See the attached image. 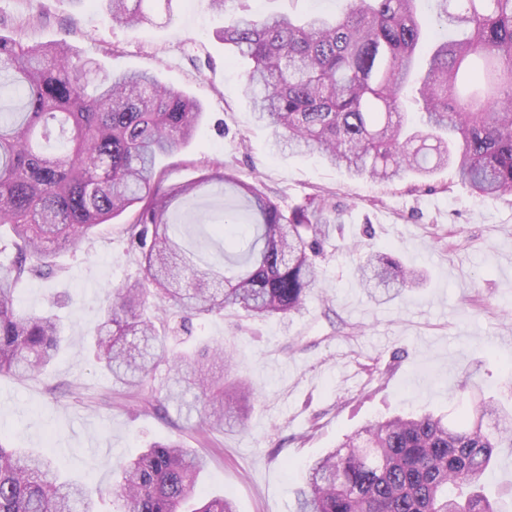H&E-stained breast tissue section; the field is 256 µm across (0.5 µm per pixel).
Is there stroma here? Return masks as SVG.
Listing matches in <instances>:
<instances>
[{"label": "stroma", "instance_id": "stroma-1", "mask_svg": "<svg viewBox=\"0 0 512 512\" xmlns=\"http://www.w3.org/2000/svg\"><path fill=\"white\" fill-rule=\"evenodd\" d=\"M223 24L211 0H173L170 15L134 28L114 24L105 0H0L1 35L29 45L66 39L109 71L152 70L202 104L194 139L162 161L170 181L197 178V161L209 158L259 179L284 208L335 197L340 222L320 270L328 302L311 299L285 318L165 317L174 349L235 350L254 390L242 427L199 432L193 393L155 413L94 359L105 288L139 273L118 224L100 225L80 252L54 256L63 273L17 287L18 308L54 311L65 342L42 376L0 375V435L48 455L64 477L101 484L121 460L176 438L205 456L202 488L231 497L237 512H295L307 464L364 422L450 410L463 381L494 395L512 379V195L484 200L447 169L424 181L351 179L320 154L273 148L242 93L243 64L224 61ZM222 205L245 203L230 189H202L174 211L186 245L209 263L223 255L203 220ZM353 242L391 249L421 285L374 303L353 275Z\"/></svg>", "mask_w": 512, "mask_h": 512}]
</instances>
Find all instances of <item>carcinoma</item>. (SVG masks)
I'll list each match as a JSON object with an SVG mask.
<instances>
[{"mask_svg": "<svg viewBox=\"0 0 512 512\" xmlns=\"http://www.w3.org/2000/svg\"><path fill=\"white\" fill-rule=\"evenodd\" d=\"M112 22L151 24L154 0H107ZM224 13L218 37L249 62L244 77L258 121L297 153L319 152L353 178L394 182L450 166L484 198L512 194V0H433L435 21L462 37L436 43L419 64L427 20L417 0H339L333 16ZM21 106L0 108V375L37 377L61 348L52 311L16 307L15 285L58 270L101 224L122 215L121 233L139 250L140 277L109 289L94 325V358L119 383L143 388L154 366L194 389L198 426L244 425L253 395L231 373L220 345L197 354L171 349L144 316L183 321L225 309L250 318L301 312L319 282L317 260L334 234L336 203L314 197L284 210L262 183L220 162L190 182L169 184L157 159L189 142L200 104L146 70L112 74L72 53L65 40L25 45L0 34V80ZM204 186H231L255 222L228 210L213 234L226 263L194 261L172 207ZM368 294L391 300L418 278L391 251L359 256ZM471 405L449 414H397L367 422L313 460L297 512H503L482 484L494 452L512 448V405L464 382ZM206 459L177 440L155 442L120 467L108 488L61 478L39 455L0 441V512H96L105 493L118 512H236L231 499L198 488Z\"/></svg>", "mask_w": 512, "mask_h": 512, "instance_id": "cac0c4a2", "label": "carcinoma"}]
</instances>
